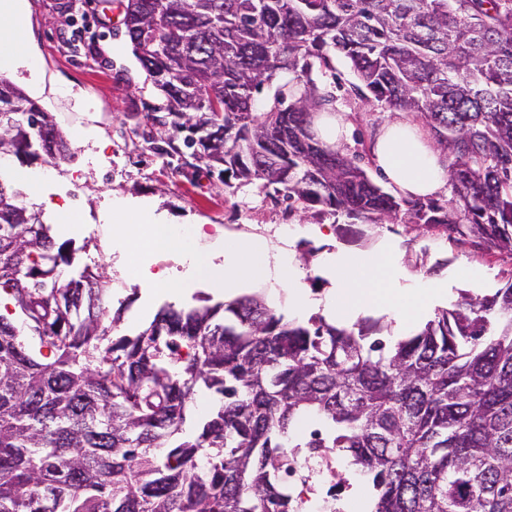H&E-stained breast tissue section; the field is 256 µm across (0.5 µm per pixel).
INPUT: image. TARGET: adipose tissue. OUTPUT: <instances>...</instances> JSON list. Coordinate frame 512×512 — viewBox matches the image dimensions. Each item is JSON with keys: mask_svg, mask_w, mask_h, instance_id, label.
<instances>
[{"mask_svg": "<svg viewBox=\"0 0 512 512\" xmlns=\"http://www.w3.org/2000/svg\"><path fill=\"white\" fill-rule=\"evenodd\" d=\"M371 155L374 165L386 176L398 196L431 197L446 184L447 172L440 150L425 136L419 123L403 114H396L383 125L372 145ZM166 230L171 241L180 244V255L190 272L202 271L213 281L223 283L225 298L235 297L246 282L262 281L288 291L292 313L299 319L319 310L345 323L380 312L402 331L420 319L435 298L446 293L437 280L419 277L402 282L399 263L386 244L361 257L351 279L315 299L301 288V262L287 247L296 233L293 227H286L274 242L262 236L251 237L249 243L256 256L251 263L242 260L240 238L225 236L223 265L205 269L200 266L199 252L182 243L178 226L170 224Z\"/></svg>", "mask_w": 512, "mask_h": 512, "instance_id": "ef3b65f1", "label": "adipose tissue"}]
</instances>
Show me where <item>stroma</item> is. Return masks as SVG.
Wrapping results in <instances>:
<instances>
[{"instance_id": "1", "label": "stroma", "mask_w": 512, "mask_h": 512, "mask_svg": "<svg viewBox=\"0 0 512 512\" xmlns=\"http://www.w3.org/2000/svg\"><path fill=\"white\" fill-rule=\"evenodd\" d=\"M22 42L39 61L38 73L27 69L7 73V80L53 116L70 141L71 158L53 164L44 160H13L8 180L26 192L24 206L39 213L57 242H70L71 263L64 275L87 270L106 273L110 290L104 323L114 335H135L166 304L175 307L211 306L224 298L223 288L206 279L173 292L151 284L152 275L171 282L187 276L178 256L149 248L138 249L137 238L110 232L111 224H177L205 231L206 241L225 234L274 237L280 225H296L300 234L294 251L312 250L302 265L300 283L319 297L349 273L326 265L336 253L355 260L380 241L393 244L403 271L444 281L447 296L435 300L430 313L453 308L462 293L493 292L512 269V259L460 247L440 236H416L398 224L377 228L357 224L342 233L331 216L288 214L286 204L260 193L257 185L225 187L204 165L173 171L136 130L134 113L160 104L158 91L134 57L120 23L118 0H27ZM334 74H319L318 85L333 92L332 113L349 122L345 153L379 186L387 180L371 161V144L385 118L375 100L357 95V78L343 57L333 61ZM123 211H116V204Z\"/></svg>"}]
</instances>
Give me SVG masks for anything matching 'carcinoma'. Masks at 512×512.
Instances as JSON below:
<instances>
[{"label":"carcinoma","instance_id":"cac0c4a2","mask_svg":"<svg viewBox=\"0 0 512 512\" xmlns=\"http://www.w3.org/2000/svg\"><path fill=\"white\" fill-rule=\"evenodd\" d=\"M125 35L162 96L144 114L178 170L512 258V0H126ZM351 65L354 91L412 112L451 197L398 199L311 134ZM269 91L262 109L256 95ZM185 133L183 148L173 146ZM64 160L52 118L0 80V157ZM0 178V512H305L335 453L372 476L374 512H512V277L461 295L385 349L357 329L276 314L257 295L162 306L135 336L102 324L104 273L70 265ZM27 328L34 342L19 339ZM53 358L43 361L42 349ZM220 396L196 431L201 389ZM323 428L304 435V415ZM309 455L299 463L296 449Z\"/></svg>","mask_w":512,"mask_h":512}]
</instances>
